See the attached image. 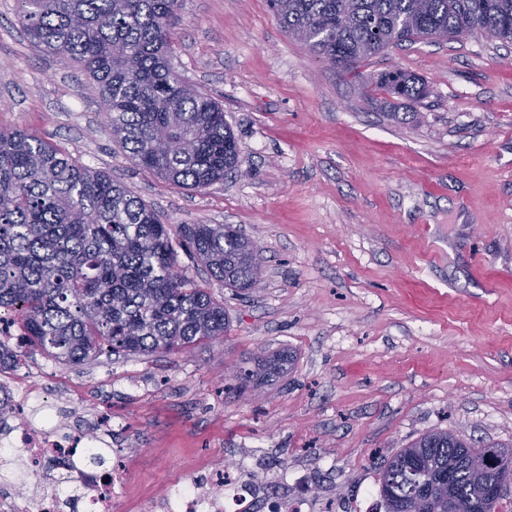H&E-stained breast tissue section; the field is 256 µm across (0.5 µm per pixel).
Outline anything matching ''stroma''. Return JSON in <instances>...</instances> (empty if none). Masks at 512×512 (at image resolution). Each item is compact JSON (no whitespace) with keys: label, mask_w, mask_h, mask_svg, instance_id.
I'll return each instance as SVG.
<instances>
[{"label":"stroma","mask_w":512,"mask_h":512,"mask_svg":"<svg viewBox=\"0 0 512 512\" xmlns=\"http://www.w3.org/2000/svg\"><path fill=\"white\" fill-rule=\"evenodd\" d=\"M0 0V128H21L124 183L172 232L228 224L262 250L237 294L179 251L223 301L222 338L179 353L62 364L26 355L16 383L112 412L142 507L190 469L239 462L358 500L422 433L512 441V44L474 32L392 46L351 72L290 37L267 0H182L171 65L222 102L235 172L201 190L137 166L97 83L34 47ZM423 77L388 115L373 76ZM278 358L244 395L234 367Z\"/></svg>","instance_id":"stroma-1"}]
</instances>
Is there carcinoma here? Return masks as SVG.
I'll return each instance as SVG.
<instances>
[{
    "mask_svg": "<svg viewBox=\"0 0 512 512\" xmlns=\"http://www.w3.org/2000/svg\"><path fill=\"white\" fill-rule=\"evenodd\" d=\"M27 37L99 85L112 136L135 164L202 189L235 171L238 147L223 105L170 64L181 0H20ZM282 27L347 72L392 45L473 30L512 42V0H269ZM376 87L419 102L425 83L400 70ZM184 247L210 276L242 291L262 263L227 224L169 226L127 186L20 129H0V311L17 316L31 350L65 364L102 353L182 352L227 332L224 304L179 268ZM512 441L481 448L428 431L384 461V512H512Z\"/></svg>",
    "mask_w": 512,
    "mask_h": 512,
    "instance_id": "1",
    "label": "carcinoma"
}]
</instances>
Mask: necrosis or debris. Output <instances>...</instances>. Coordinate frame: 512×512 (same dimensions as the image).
<instances>
[{
    "instance_id": "1",
    "label": "necrosis or debris",
    "mask_w": 512,
    "mask_h": 512,
    "mask_svg": "<svg viewBox=\"0 0 512 512\" xmlns=\"http://www.w3.org/2000/svg\"><path fill=\"white\" fill-rule=\"evenodd\" d=\"M28 394L0 393L8 431L0 434V512H114L129 456L112 445V417L92 421L63 414L42 400L38 420L24 419ZM287 472L248 465L189 471L152 502L154 512H314L307 488L285 493Z\"/></svg>"
}]
</instances>
